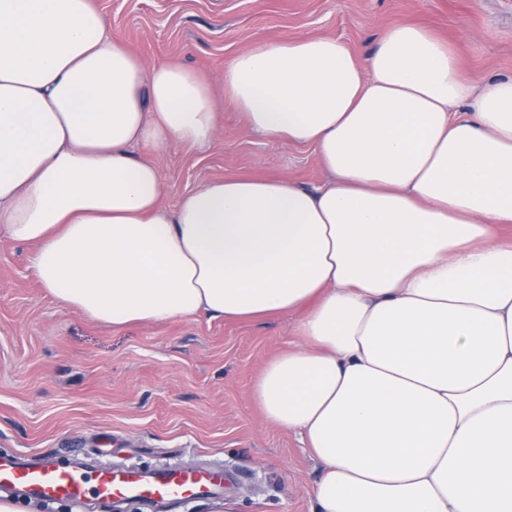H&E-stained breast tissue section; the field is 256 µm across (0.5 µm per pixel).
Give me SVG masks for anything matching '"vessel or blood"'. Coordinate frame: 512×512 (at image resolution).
Listing matches in <instances>:
<instances>
[{"label":"vessel or blood","mask_w":512,"mask_h":512,"mask_svg":"<svg viewBox=\"0 0 512 512\" xmlns=\"http://www.w3.org/2000/svg\"><path fill=\"white\" fill-rule=\"evenodd\" d=\"M224 482L223 470L215 468L97 469L81 462L63 464L49 456L34 460L0 457L1 487L20 489L44 502L66 501L77 507L91 499L102 506L138 501L162 504L175 512L188 500L219 496Z\"/></svg>","instance_id":"b4317fda"}]
</instances>
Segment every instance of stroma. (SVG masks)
Masks as SVG:
<instances>
[{"mask_svg":"<svg viewBox=\"0 0 512 512\" xmlns=\"http://www.w3.org/2000/svg\"><path fill=\"white\" fill-rule=\"evenodd\" d=\"M109 33L145 63L175 62L212 82L221 110L203 149L133 147L157 162L175 208L198 185L327 176L313 149L251 134L224 99V67L259 41L341 39L366 57L388 27L418 23L457 52L479 84L512 76V0H94ZM33 245L0 235V456L49 454L97 467L222 465L225 501L181 512H308L314 463L298 435L268 423L251 387L293 342L299 313L258 322L206 316L110 328L53 299L31 266Z\"/></svg>","mask_w":512,"mask_h":512,"instance_id":"35a3bbf8","label":"stroma"}]
</instances>
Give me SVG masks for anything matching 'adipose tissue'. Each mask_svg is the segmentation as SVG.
Masks as SVG:
<instances>
[{
  "label": "adipose tissue",
  "instance_id": "adipose-tissue-1",
  "mask_svg": "<svg viewBox=\"0 0 512 512\" xmlns=\"http://www.w3.org/2000/svg\"><path fill=\"white\" fill-rule=\"evenodd\" d=\"M255 135L327 181L214 179L174 210L145 144L203 147L210 80L146 65L93 0H0V230L58 302L115 328L300 313L252 397L316 464L310 512H512V77L390 27L224 68Z\"/></svg>",
  "mask_w": 512,
  "mask_h": 512
}]
</instances>
